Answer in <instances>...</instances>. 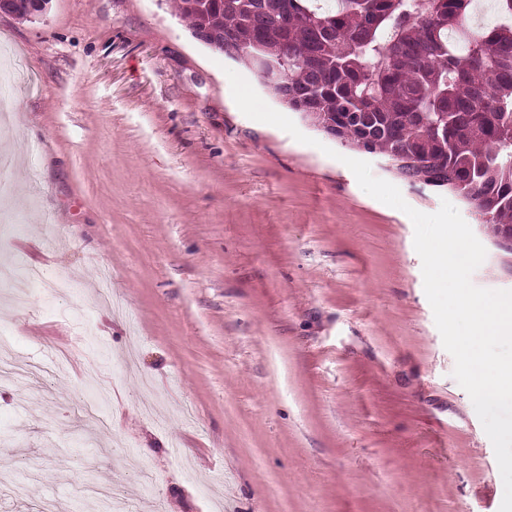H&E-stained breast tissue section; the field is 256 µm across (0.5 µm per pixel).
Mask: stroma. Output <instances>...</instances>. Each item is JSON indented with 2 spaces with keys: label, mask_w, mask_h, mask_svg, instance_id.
Instances as JSON below:
<instances>
[{
  "label": "stroma",
  "mask_w": 512,
  "mask_h": 512,
  "mask_svg": "<svg viewBox=\"0 0 512 512\" xmlns=\"http://www.w3.org/2000/svg\"><path fill=\"white\" fill-rule=\"evenodd\" d=\"M0 51L28 75L0 77V266L70 283L24 309L0 285V344L51 366L0 381V512H96V488L112 512H499L413 223L343 160L421 212L453 203L487 251L473 284L512 290L472 207L246 117L226 72L248 69L195 41L176 0L0 14Z\"/></svg>",
  "instance_id": "obj_1"
}]
</instances>
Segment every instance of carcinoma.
Returning a JSON list of instances; mask_svg holds the SVG:
<instances>
[{
    "label": "carcinoma",
    "mask_w": 512,
    "mask_h": 512,
    "mask_svg": "<svg viewBox=\"0 0 512 512\" xmlns=\"http://www.w3.org/2000/svg\"><path fill=\"white\" fill-rule=\"evenodd\" d=\"M312 2L179 9L192 31L223 29L224 56L254 65L260 80L263 64L278 65L288 97L275 92L303 120L331 115L337 140L454 193L501 236L512 226V24L468 34L471 0H337L330 11ZM450 28L465 34V53L448 44Z\"/></svg>",
    "instance_id": "obj_1"
}]
</instances>
